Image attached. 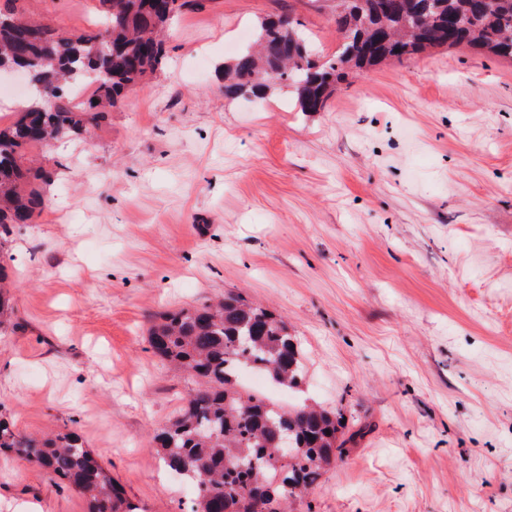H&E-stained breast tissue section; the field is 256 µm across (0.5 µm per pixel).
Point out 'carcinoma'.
Segmentation results:
<instances>
[{
    "label": "carcinoma",
    "mask_w": 512,
    "mask_h": 512,
    "mask_svg": "<svg viewBox=\"0 0 512 512\" xmlns=\"http://www.w3.org/2000/svg\"><path fill=\"white\" fill-rule=\"evenodd\" d=\"M20 2L0 0V17L14 20L0 27V66L29 68L30 80L50 96L0 125V243L45 205L37 181L50 172L28 161L26 151L105 121L127 90L161 69L163 34L190 0H98L103 20L78 32L33 21ZM334 2L343 38L336 55L314 53L293 19H265L257 49L224 63L226 94L263 96L284 84L300 111L320 112L347 71L386 59L464 45L512 60V0H359L350 13ZM102 67L104 75L91 78L93 98L72 103L73 85ZM11 275L0 263V317L10 307ZM148 343L161 362L192 378L184 405L154 436L167 470L197 486L189 512H287L288 500L316 485L343 460L347 444L365 434L361 426L339 438L343 414L307 404L279 408L238 386L242 364L279 386L304 380V355L288 324L240 295L159 314ZM0 456L24 459L66 482L87 512H137L75 430L37 438L0 418Z\"/></svg>",
    "instance_id": "carcinoma-1"
}]
</instances>
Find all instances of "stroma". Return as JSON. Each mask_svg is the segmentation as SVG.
<instances>
[{
    "label": "stroma",
    "instance_id": "1",
    "mask_svg": "<svg viewBox=\"0 0 512 512\" xmlns=\"http://www.w3.org/2000/svg\"><path fill=\"white\" fill-rule=\"evenodd\" d=\"M61 31L93 0H25ZM290 16L332 56L330 0H200L165 65L109 118L28 149L46 206L0 248V416L77 428L140 512L194 495L152 437L186 378L149 348L163 310L234 293L302 343L296 389L367 427L291 512H512V62L440 47L350 74L321 112L288 88L224 94V63ZM86 512L38 467L0 459V512Z\"/></svg>",
    "mask_w": 512,
    "mask_h": 512
}]
</instances>
